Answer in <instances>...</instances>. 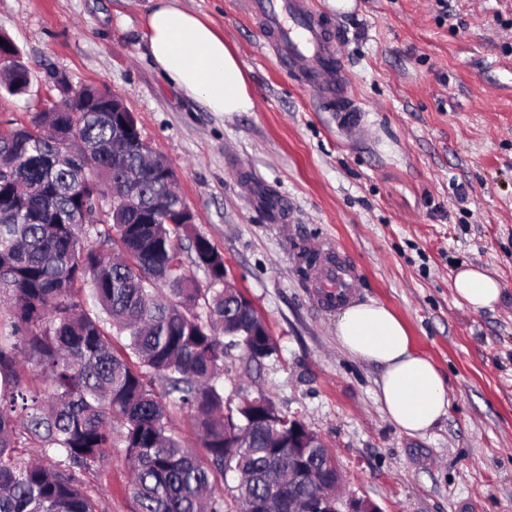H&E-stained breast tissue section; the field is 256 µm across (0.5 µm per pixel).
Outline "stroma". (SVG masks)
Instances as JSON below:
<instances>
[{"mask_svg": "<svg viewBox=\"0 0 512 512\" xmlns=\"http://www.w3.org/2000/svg\"><path fill=\"white\" fill-rule=\"evenodd\" d=\"M237 53L254 108L212 112L161 76L144 34L149 0H0V33L31 88L0 91V121H28L52 74L115 94L178 176L194 232L224 256L277 345L224 360V405L266 394L335 455L345 495L382 512H512V0H305L341 38L366 130L347 136L290 73L241 0H180ZM318 242L354 266L358 302L406 323L445 376L446 416L398 429L379 367L336 339L297 252ZM475 266L502 287L473 311L453 278ZM99 512H139L122 449L89 474Z\"/></svg>", "mask_w": 512, "mask_h": 512, "instance_id": "35a3bbf8", "label": "stroma"}]
</instances>
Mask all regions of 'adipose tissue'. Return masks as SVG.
<instances>
[{"label":"adipose tissue","mask_w":512,"mask_h":512,"mask_svg":"<svg viewBox=\"0 0 512 512\" xmlns=\"http://www.w3.org/2000/svg\"><path fill=\"white\" fill-rule=\"evenodd\" d=\"M145 32L161 73L213 112H248L253 100L237 55L210 23L178 6L152 0ZM458 299L475 311L496 305L501 285L475 267L457 272ZM336 338L350 355L382 369L378 399L389 420L410 435L427 433L448 413V384L440 369L418 355L402 321L377 301L345 306Z\"/></svg>","instance_id":"ef3b65f1"}]
</instances>
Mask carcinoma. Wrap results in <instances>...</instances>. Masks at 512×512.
Masks as SVG:
<instances>
[{
    "instance_id": "cac0c4a2",
    "label": "carcinoma",
    "mask_w": 512,
    "mask_h": 512,
    "mask_svg": "<svg viewBox=\"0 0 512 512\" xmlns=\"http://www.w3.org/2000/svg\"><path fill=\"white\" fill-rule=\"evenodd\" d=\"M4 90L29 91L22 51L0 34ZM64 110L0 125V512H99L84 487L114 448L125 450L140 512H223L215 477L232 470L240 512H304L336 496V458L314 448V478L288 481L299 462L274 403L242 402L224 413V358L248 341L251 361L276 353L259 335L256 309L224 295V256L203 235L189 248L207 286L182 258L189 224H167L179 198L155 173L151 147L135 133L118 141L112 119L95 112L114 95L51 80ZM105 224L85 216L99 203ZM87 285L102 314L75 299ZM126 336L124 353L115 342ZM161 381L158 394L154 382ZM173 409L194 419L201 450L170 426ZM41 449L36 462L19 449Z\"/></svg>"
}]
</instances>
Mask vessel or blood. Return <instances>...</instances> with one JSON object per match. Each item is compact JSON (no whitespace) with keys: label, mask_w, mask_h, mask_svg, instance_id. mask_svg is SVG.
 I'll list each match as a JSON object with an SVG mask.
<instances>
[{"label":"vessel or blood","mask_w":512,"mask_h":512,"mask_svg":"<svg viewBox=\"0 0 512 512\" xmlns=\"http://www.w3.org/2000/svg\"><path fill=\"white\" fill-rule=\"evenodd\" d=\"M248 3L260 16L264 30L272 35L279 54L288 59L296 80L317 99L333 106L336 123L345 132H357L362 121L348 88L332 27L321 15L307 9L302 0ZM305 250L317 257L310 287L323 305L338 307L356 297L355 271L343 256L316 244L306 245Z\"/></svg>","instance_id":"obj_1"}]
</instances>
